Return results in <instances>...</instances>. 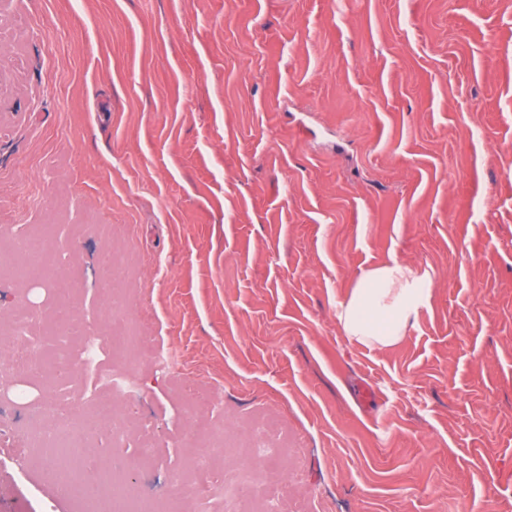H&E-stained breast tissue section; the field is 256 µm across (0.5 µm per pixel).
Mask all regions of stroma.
Wrapping results in <instances>:
<instances>
[{
	"label": "stroma",
	"mask_w": 512,
	"mask_h": 512,
	"mask_svg": "<svg viewBox=\"0 0 512 512\" xmlns=\"http://www.w3.org/2000/svg\"><path fill=\"white\" fill-rule=\"evenodd\" d=\"M19 237L56 275L0 274V315L38 313L43 356L60 304L106 319L115 252L150 341L19 380L66 389L73 447L1 460L0 512H84L46 472L138 456L91 427L104 370L137 379L145 512H192L178 474L268 411L307 512H512V0H0V256ZM408 258L437 286L407 341H349L354 278Z\"/></svg>",
	"instance_id": "1"
}]
</instances>
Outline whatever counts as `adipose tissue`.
<instances>
[{
	"mask_svg": "<svg viewBox=\"0 0 512 512\" xmlns=\"http://www.w3.org/2000/svg\"><path fill=\"white\" fill-rule=\"evenodd\" d=\"M435 276L411 260H393L359 275L336 308L351 342L366 348L403 344L420 312L429 307Z\"/></svg>",
	"mask_w": 512,
	"mask_h": 512,
	"instance_id": "obj_1",
	"label": "adipose tissue"
}]
</instances>
